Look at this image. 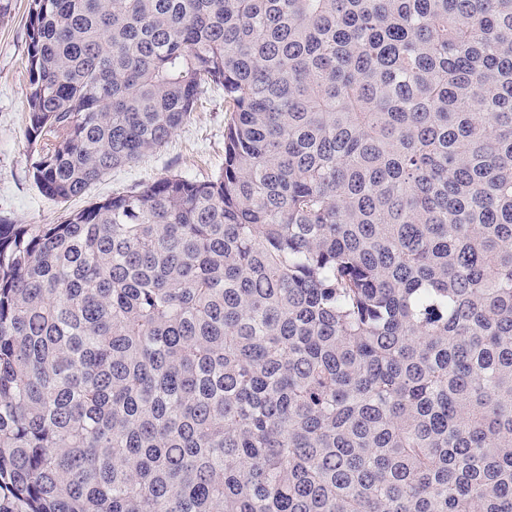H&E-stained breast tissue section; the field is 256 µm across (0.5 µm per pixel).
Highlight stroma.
I'll return each mask as SVG.
<instances>
[{"label":"stroma","mask_w":512,"mask_h":512,"mask_svg":"<svg viewBox=\"0 0 512 512\" xmlns=\"http://www.w3.org/2000/svg\"><path fill=\"white\" fill-rule=\"evenodd\" d=\"M29 0H0V218L16 224H57L71 210L172 173L197 179L217 175L224 166V99L213 93L162 147L108 171L81 197L60 203L34 183L30 163L34 145L26 131V21Z\"/></svg>","instance_id":"35a3bbf8"}]
</instances>
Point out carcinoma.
Instances as JSON below:
<instances>
[{
  "instance_id": "cac0c4a2",
  "label": "carcinoma",
  "mask_w": 512,
  "mask_h": 512,
  "mask_svg": "<svg viewBox=\"0 0 512 512\" xmlns=\"http://www.w3.org/2000/svg\"><path fill=\"white\" fill-rule=\"evenodd\" d=\"M68 202L224 93V169L0 219V512H512V0H30Z\"/></svg>"
}]
</instances>
